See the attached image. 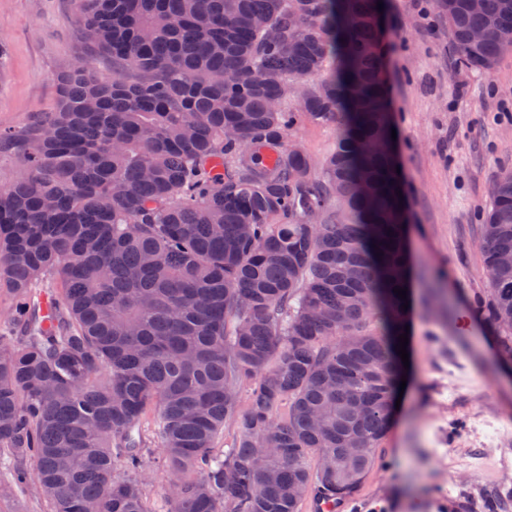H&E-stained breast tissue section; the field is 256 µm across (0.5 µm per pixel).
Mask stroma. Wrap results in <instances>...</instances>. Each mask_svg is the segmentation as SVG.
<instances>
[{"mask_svg":"<svg viewBox=\"0 0 512 512\" xmlns=\"http://www.w3.org/2000/svg\"><path fill=\"white\" fill-rule=\"evenodd\" d=\"M384 29L416 268L411 373L358 496L369 512H512V375L462 299L489 286L482 215L512 167V52L492 72L461 69L432 0H389ZM80 58L111 77L72 0H0V131L54 111L57 78ZM289 136L318 160L336 125L302 120Z\"/></svg>","mask_w":512,"mask_h":512,"instance_id":"1","label":"stroma"}]
</instances>
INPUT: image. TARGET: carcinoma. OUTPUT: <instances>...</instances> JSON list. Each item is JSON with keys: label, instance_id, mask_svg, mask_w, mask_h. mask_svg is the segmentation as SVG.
Here are the masks:
<instances>
[{"label": "carcinoma", "instance_id": "obj_1", "mask_svg": "<svg viewBox=\"0 0 512 512\" xmlns=\"http://www.w3.org/2000/svg\"><path fill=\"white\" fill-rule=\"evenodd\" d=\"M377 2L73 0L113 78L74 63L56 111L0 132L23 158L0 188L17 333L0 346V460L49 512H151V446L169 512L359 492L396 414L410 310L393 289L413 266ZM434 5L462 66L512 50V0ZM301 119L336 123L323 160L290 140ZM482 249L490 288L470 306L511 367L512 167Z\"/></svg>", "mask_w": 512, "mask_h": 512}]
</instances>
